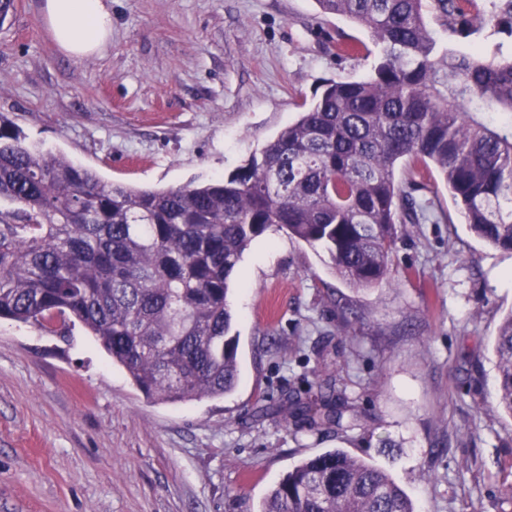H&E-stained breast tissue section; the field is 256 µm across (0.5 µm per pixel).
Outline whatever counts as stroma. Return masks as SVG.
Masks as SVG:
<instances>
[{
    "label": "stroma",
    "instance_id": "35a3bbf8",
    "mask_svg": "<svg viewBox=\"0 0 512 512\" xmlns=\"http://www.w3.org/2000/svg\"><path fill=\"white\" fill-rule=\"evenodd\" d=\"M44 0L0 25V113L103 181L144 189L232 174L327 79H359L362 26L316 0H111L100 53L61 52ZM432 217L405 225L393 281L355 288L326 250L270 227L229 304L239 382L221 399L148 400L82 325L0 319V512H257L335 448L384 469L418 512H512V417L494 409L512 253L471 234L437 171L399 164ZM334 380L340 425L288 421Z\"/></svg>",
    "mask_w": 512,
    "mask_h": 512
}]
</instances>
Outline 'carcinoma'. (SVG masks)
<instances>
[{
  "label": "carcinoma",
  "instance_id": "carcinoma-1",
  "mask_svg": "<svg viewBox=\"0 0 512 512\" xmlns=\"http://www.w3.org/2000/svg\"><path fill=\"white\" fill-rule=\"evenodd\" d=\"M365 27L377 48L362 79L326 80L316 100L236 173L166 190L107 184L27 145L0 114V319L48 333L78 321L160 403L222 398L238 381L229 335L233 275L276 225L324 247L356 288L387 280L398 226L424 207L396 181L431 164L470 229L512 251V54L440 47L485 29L512 38V0H316ZM496 407L512 416V314L496 339ZM284 412L340 424L288 399ZM259 512H417L385 471L341 449L302 460Z\"/></svg>",
  "mask_w": 512,
  "mask_h": 512
}]
</instances>
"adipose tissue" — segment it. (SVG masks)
Listing matches in <instances>:
<instances>
[{
    "mask_svg": "<svg viewBox=\"0 0 512 512\" xmlns=\"http://www.w3.org/2000/svg\"><path fill=\"white\" fill-rule=\"evenodd\" d=\"M42 19L66 54L99 52L112 37V11L106 0H45Z\"/></svg>",
    "mask_w": 512,
    "mask_h": 512,
    "instance_id": "1",
    "label": "adipose tissue"
}]
</instances>
